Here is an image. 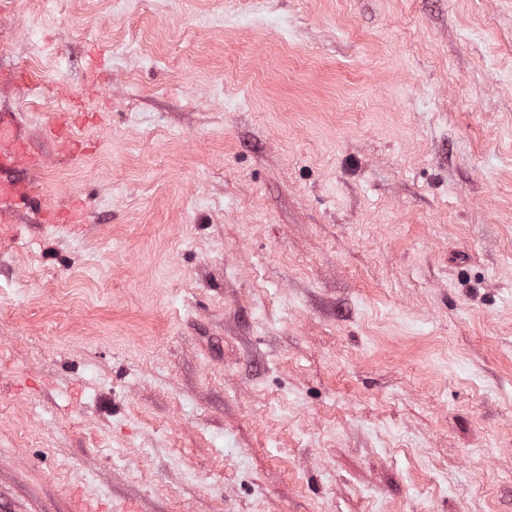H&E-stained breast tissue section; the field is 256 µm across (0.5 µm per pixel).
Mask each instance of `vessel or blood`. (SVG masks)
I'll return each instance as SVG.
<instances>
[{
	"instance_id": "1",
	"label": "vessel or blood",
	"mask_w": 512,
	"mask_h": 512,
	"mask_svg": "<svg viewBox=\"0 0 512 512\" xmlns=\"http://www.w3.org/2000/svg\"><path fill=\"white\" fill-rule=\"evenodd\" d=\"M19 128L14 113H0V214L9 213L21 203L37 208L42 205L29 177L36 163L27 152Z\"/></svg>"
}]
</instances>
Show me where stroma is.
I'll return each mask as SVG.
<instances>
[{
  "label": "stroma",
  "mask_w": 512,
  "mask_h": 512,
  "mask_svg": "<svg viewBox=\"0 0 512 512\" xmlns=\"http://www.w3.org/2000/svg\"><path fill=\"white\" fill-rule=\"evenodd\" d=\"M0 110V512H512V0H0ZM19 128L13 112L0 113V215L9 213L18 204L28 203L44 212V221L57 220L58 214L42 208L41 198L28 175L37 163L27 153Z\"/></svg>",
  "instance_id": "35a3bbf8"
}]
</instances>
